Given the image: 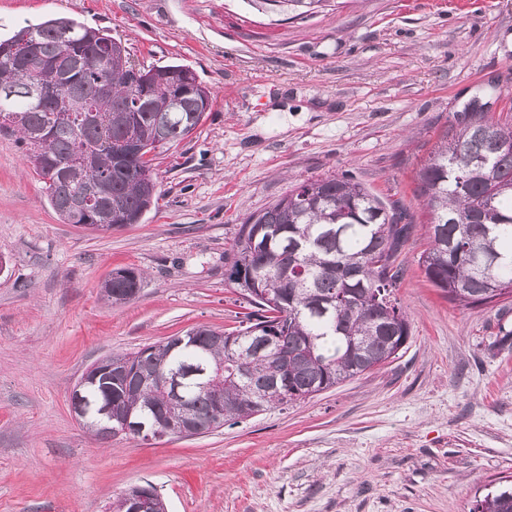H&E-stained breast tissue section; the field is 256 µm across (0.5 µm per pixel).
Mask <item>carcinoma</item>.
I'll list each match as a JSON object with an SVG mask.
<instances>
[{"label":"carcinoma","instance_id":"obj_1","mask_svg":"<svg viewBox=\"0 0 512 512\" xmlns=\"http://www.w3.org/2000/svg\"><path fill=\"white\" fill-rule=\"evenodd\" d=\"M69 30L68 41L60 30ZM66 91L90 98L73 115L40 101L34 90L47 72L26 71L18 58L20 33L0 41V129L27 145L51 206L67 224H136L158 198L149 154L186 139L210 107V92L188 67L148 69L150 95L138 103L133 85L143 76L112 63L110 34L57 18L24 29ZM192 94L174 105L173 86ZM497 84L460 103L448 131L420 166L415 193L428 214V248L419 258L426 278L451 302L487 306L512 297V117L491 112ZM131 136L143 152L124 155ZM91 155L95 169H80ZM69 159L73 172L60 175ZM103 191L88 209L65 207L90 183ZM410 216L353 179L334 175L297 184L240 225L229 284L254 307L248 325L224 334L199 326L184 340L118 355L126 370L89 376L85 426L102 440L137 436L125 426L178 424L182 409L166 398L163 378L187 375L182 396L200 426L244 420L283 408L396 357L410 335L407 316L391 299L400 277L397 254L409 240ZM141 274L119 269L105 283L112 303L141 288ZM288 357L283 366L282 357ZM472 512H512V487L496 488Z\"/></svg>","mask_w":512,"mask_h":512}]
</instances>
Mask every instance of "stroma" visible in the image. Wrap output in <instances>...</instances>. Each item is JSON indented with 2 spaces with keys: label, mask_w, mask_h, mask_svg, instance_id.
I'll use <instances>...</instances> for the list:
<instances>
[{
  "label": "stroma",
  "mask_w": 512,
  "mask_h": 512,
  "mask_svg": "<svg viewBox=\"0 0 512 512\" xmlns=\"http://www.w3.org/2000/svg\"><path fill=\"white\" fill-rule=\"evenodd\" d=\"M67 17L144 67L188 66L212 102L152 152L140 223H63L17 134L0 131V512H112L152 486L168 512H471L512 481V298L449 302L419 263L421 163L455 104L512 89V0H326L304 19L268 0H0V38ZM347 175L416 230L394 295L399 355L313 397L193 437L102 441L76 421L84 372L206 325L241 327L227 288L239 224L296 184ZM143 276L130 302L102 287ZM141 274L135 269H119L105 283L104 288H112V304H122L131 300L141 288Z\"/></svg>",
  "instance_id": "1"
}]
</instances>
